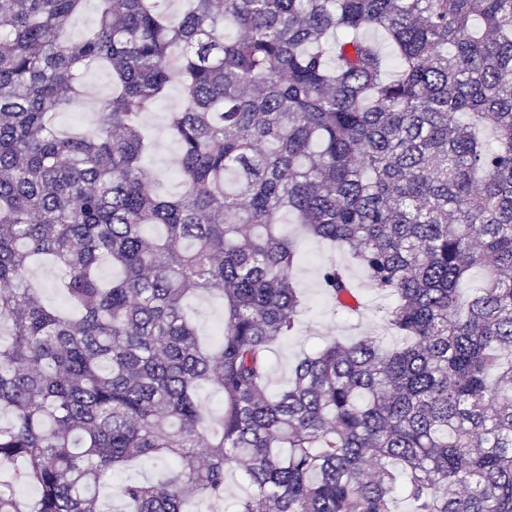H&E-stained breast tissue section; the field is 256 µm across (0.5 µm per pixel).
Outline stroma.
<instances>
[{"instance_id": "obj_1", "label": "stroma", "mask_w": 512, "mask_h": 512, "mask_svg": "<svg viewBox=\"0 0 512 512\" xmlns=\"http://www.w3.org/2000/svg\"><path fill=\"white\" fill-rule=\"evenodd\" d=\"M181 103L178 86H171L167 96L146 113L144 128L153 142V149L146 160L145 169L150 177L159 178L165 192L175 193L179 184L173 176L172 167L178 156V144L166 125L168 112ZM303 260L294 271L296 285L303 298L296 332L282 338L272 347L268 389L276 392L286 387L290 370L296 360L315 346L327 340L351 342L363 336L377 338L387 349L403 345L399 336L388 322L387 313L392 299L382 294L371 284L366 272L352 258L349 251L336 245L307 240L302 242ZM345 266L360 290L364 303L361 316L347 319L334 313L333 306L320 286L319 268L328 262ZM156 467L153 460L139 459L113 473L100 490L102 501L111 503L114 512H123L125 504L120 489L131 482H144L154 478Z\"/></svg>"}]
</instances>
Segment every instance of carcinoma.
<instances>
[{"label": "carcinoma", "instance_id": "obj_1", "mask_svg": "<svg viewBox=\"0 0 512 512\" xmlns=\"http://www.w3.org/2000/svg\"><path fill=\"white\" fill-rule=\"evenodd\" d=\"M161 2L97 0L70 35L85 0H0V465L38 491L0 490V512H100L142 457L161 473L122 487L129 512L222 500L233 467L252 491L232 512H512V0ZM101 63L98 125L60 132ZM175 83L181 183L160 196L141 119ZM288 216L352 252L407 344L335 340L271 394L302 308ZM38 258L62 309L28 285ZM320 281L358 308L342 266ZM200 295L225 304L208 348ZM156 467L153 460L139 459L129 463L112 474V478L104 483L100 489L101 500L107 505L112 502V512L125 509V504L120 497V489L131 482H144L156 475Z\"/></svg>", "mask_w": 512, "mask_h": 512}]
</instances>
